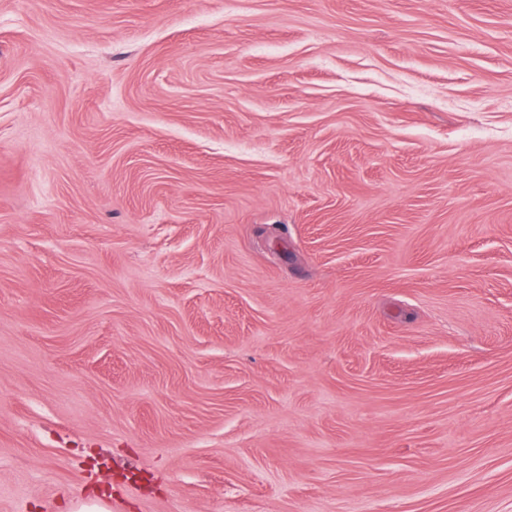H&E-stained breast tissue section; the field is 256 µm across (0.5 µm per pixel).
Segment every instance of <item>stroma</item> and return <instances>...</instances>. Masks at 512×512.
<instances>
[{"label": "stroma", "mask_w": 512, "mask_h": 512, "mask_svg": "<svg viewBox=\"0 0 512 512\" xmlns=\"http://www.w3.org/2000/svg\"><path fill=\"white\" fill-rule=\"evenodd\" d=\"M512 512V0H0V512Z\"/></svg>", "instance_id": "35a3bbf8"}]
</instances>
